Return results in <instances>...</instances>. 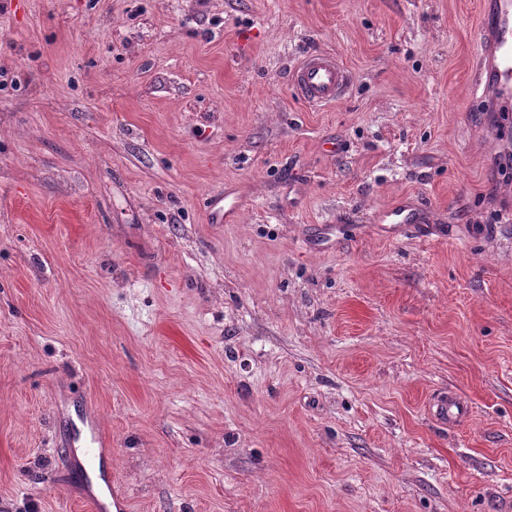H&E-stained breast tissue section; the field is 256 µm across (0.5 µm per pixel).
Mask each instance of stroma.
Here are the masks:
<instances>
[{
    "instance_id": "35a3bbf8",
    "label": "stroma",
    "mask_w": 512,
    "mask_h": 512,
    "mask_svg": "<svg viewBox=\"0 0 512 512\" xmlns=\"http://www.w3.org/2000/svg\"><path fill=\"white\" fill-rule=\"evenodd\" d=\"M483 2L0 0V512H512ZM353 83V75L333 54L306 55L291 72L290 84L309 105L328 106L343 99ZM223 199L214 202L211 206L210 216L211 221L215 224H233L236 223L239 208L236 198L231 197V194L224 196V203L221 205ZM418 216L405 200L398 201L392 208L379 215L380 224H415Z\"/></svg>"
}]
</instances>
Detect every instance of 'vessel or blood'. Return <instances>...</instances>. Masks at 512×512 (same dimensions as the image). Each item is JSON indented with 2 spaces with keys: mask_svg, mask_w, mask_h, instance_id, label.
<instances>
[{
  "mask_svg": "<svg viewBox=\"0 0 512 512\" xmlns=\"http://www.w3.org/2000/svg\"><path fill=\"white\" fill-rule=\"evenodd\" d=\"M483 26L491 36V58L478 86L492 89L502 102L512 101V0H496L491 11L484 14ZM290 83L297 95L309 105L328 106L343 99L349 92L353 75L335 55L311 53L294 68ZM239 208L236 198L228 196L213 203V223H236ZM417 214L407 201H398L379 216L383 224H413Z\"/></svg>",
  "mask_w": 512,
  "mask_h": 512,
  "instance_id": "b4317fda",
  "label": "vessel or blood"
}]
</instances>
